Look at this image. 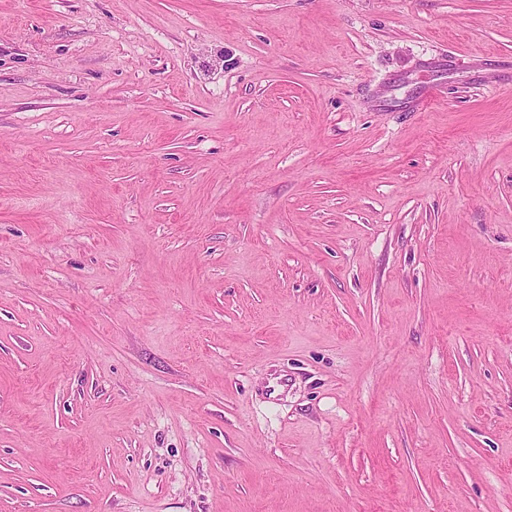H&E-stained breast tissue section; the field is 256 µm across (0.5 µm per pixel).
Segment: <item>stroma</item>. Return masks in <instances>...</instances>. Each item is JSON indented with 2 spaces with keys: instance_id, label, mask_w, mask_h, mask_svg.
Segmentation results:
<instances>
[{
  "instance_id": "1",
  "label": "stroma",
  "mask_w": 512,
  "mask_h": 512,
  "mask_svg": "<svg viewBox=\"0 0 512 512\" xmlns=\"http://www.w3.org/2000/svg\"><path fill=\"white\" fill-rule=\"evenodd\" d=\"M0 512H512V0H0Z\"/></svg>"
}]
</instances>
